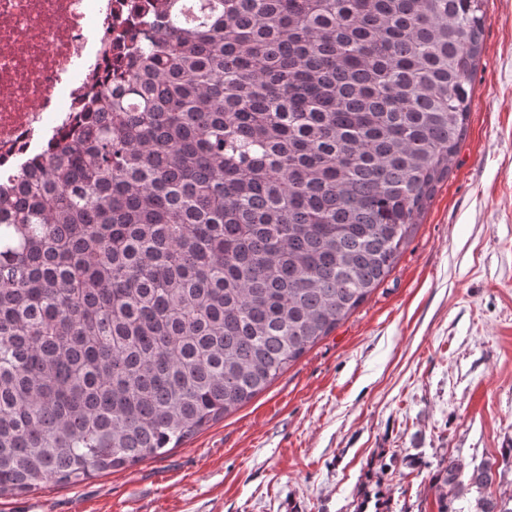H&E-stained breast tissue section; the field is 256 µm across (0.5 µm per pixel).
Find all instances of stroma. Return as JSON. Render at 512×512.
I'll return each mask as SVG.
<instances>
[{
    "instance_id": "35a3bbf8",
    "label": "stroma",
    "mask_w": 512,
    "mask_h": 512,
    "mask_svg": "<svg viewBox=\"0 0 512 512\" xmlns=\"http://www.w3.org/2000/svg\"><path fill=\"white\" fill-rule=\"evenodd\" d=\"M466 136L395 270L266 390L157 459L0 512H438L512 444V0H485Z\"/></svg>"
}]
</instances>
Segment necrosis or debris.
<instances>
[{"label": "necrosis or debris", "instance_id": "necrosis-or-debris-1", "mask_svg": "<svg viewBox=\"0 0 512 512\" xmlns=\"http://www.w3.org/2000/svg\"><path fill=\"white\" fill-rule=\"evenodd\" d=\"M149 0H0V168L81 125L106 81L107 38L133 32Z\"/></svg>", "mask_w": 512, "mask_h": 512}]
</instances>
